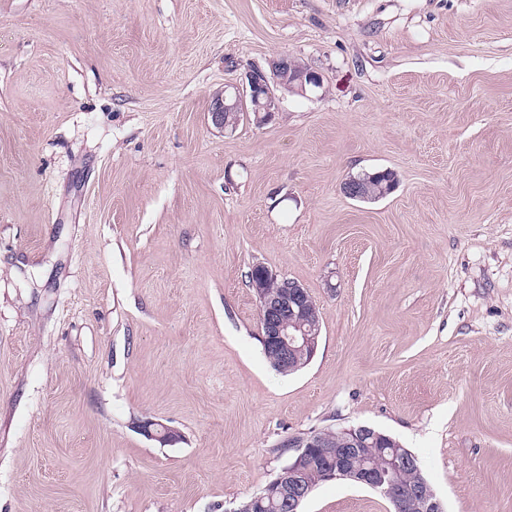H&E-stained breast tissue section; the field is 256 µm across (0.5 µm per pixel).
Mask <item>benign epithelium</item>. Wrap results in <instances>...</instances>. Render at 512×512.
<instances>
[{"instance_id":"benign-epithelium-1","label":"benign epithelium","mask_w":512,"mask_h":512,"mask_svg":"<svg viewBox=\"0 0 512 512\" xmlns=\"http://www.w3.org/2000/svg\"><path fill=\"white\" fill-rule=\"evenodd\" d=\"M292 64L291 57L281 55L270 62L267 71L258 67L248 70L245 88L229 85L224 88L223 94L213 99L210 110L212 123L223 130L228 129L224 113L244 112L246 102L250 101L254 105L256 122L265 124L278 108L277 86L286 87L296 82L303 88L307 84L317 86L321 83L317 72L308 68L301 72L293 71ZM276 278L278 275L275 272L265 269L251 282L259 301L262 340L285 364H292L304 352L311 359L317 349L318 336L309 335L305 329L309 318L307 290L299 283L285 279L283 292L278 295L266 294V282ZM379 447L391 454L386 459V465L381 466L374 460L361 466L355 465V461L363 456V449ZM309 448L324 450L332 464L328 471L329 478L364 484L387 498L394 512H403L408 498L413 494V487L405 485L402 476L406 469L416 467L415 456L405 448L394 447L390 437L362 425L336 431L322 430L289 444V449L297 454V458L291 465L282 468L270 484L280 487L292 507L300 505L309 493L299 479L301 463ZM419 496L421 512H445L443 503L428 483H423Z\"/></svg>"}]
</instances>
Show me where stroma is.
Returning a JSON list of instances; mask_svg holds the SVG:
<instances>
[{"label": "stroma", "instance_id": "1", "mask_svg": "<svg viewBox=\"0 0 512 512\" xmlns=\"http://www.w3.org/2000/svg\"><path fill=\"white\" fill-rule=\"evenodd\" d=\"M284 54L321 88L215 129ZM257 265L317 305L296 372ZM358 425L445 512H512V0H0V512H232Z\"/></svg>", "mask_w": 512, "mask_h": 512}]
</instances>
